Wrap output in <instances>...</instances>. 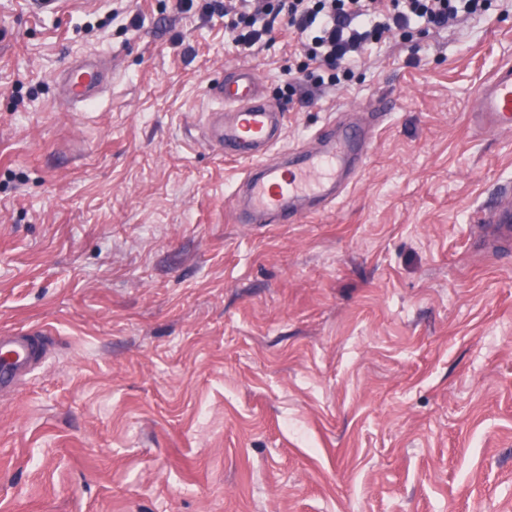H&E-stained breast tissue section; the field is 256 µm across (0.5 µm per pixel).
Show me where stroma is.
Masks as SVG:
<instances>
[{
  "label": "stroma",
  "mask_w": 512,
  "mask_h": 512,
  "mask_svg": "<svg viewBox=\"0 0 512 512\" xmlns=\"http://www.w3.org/2000/svg\"><path fill=\"white\" fill-rule=\"evenodd\" d=\"M111 61L80 112L54 79ZM284 26L237 50L205 0H0V331L50 330L0 394V512H512V249L474 218L512 134L471 103L512 0L288 94ZM254 68L283 143L372 123L364 171L299 224L234 223L207 140Z\"/></svg>",
  "instance_id": "1"
}]
</instances>
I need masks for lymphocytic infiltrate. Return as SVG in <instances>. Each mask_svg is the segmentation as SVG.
Returning a JSON list of instances; mask_svg holds the SVG:
<instances>
[{
	"label": "lymphocytic infiltrate",
	"mask_w": 512,
	"mask_h": 512,
	"mask_svg": "<svg viewBox=\"0 0 512 512\" xmlns=\"http://www.w3.org/2000/svg\"><path fill=\"white\" fill-rule=\"evenodd\" d=\"M489 6L490 0H224V26L236 48L250 51L277 22H285L300 41L302 81L335 87L384 33L407 38L418 29L485 13Z\"/></svg>",
	"instance_id": "obj_1"
}]
</instances>
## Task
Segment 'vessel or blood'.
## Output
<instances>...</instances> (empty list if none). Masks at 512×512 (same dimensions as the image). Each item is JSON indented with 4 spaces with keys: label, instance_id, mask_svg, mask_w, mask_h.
Returning <instances> with one entry per match:
<instances>
[{
    "label": "vessel or blood",
    "instance_id": "obj_1",
    "mask_svg": "<svg viewBox=\"0 0 512 512\" xmlns=\"http://www.w3.org/2000/svg\"><path fill=\"white\" fill-rule=\"evenodd\" d=\"M63 107L77 110L93 104L105 80L95 62L70 63L57 76ZM229 112L228 121L213 126L210 142L225 157L248 161L249 167L231 198L236 223L254 227L298 224L328 209L365 167L371 137L354 125L327 124L317 137L320 146L308 152L294 147L278 150L284 113L265 98L261 81L248 67L235 68L215 89ZM471 116L480 128L512 133V66L496 69L472 101ZM279 160H272L273 151ZM495 241L512 240V184L500 192L488 221L477 227ZM43 353L34 332L0 334V393L13 390L28 376Z\"/></svg>",
    "mask_w": 512,
    "mask_h": 512
}]
</instances>
